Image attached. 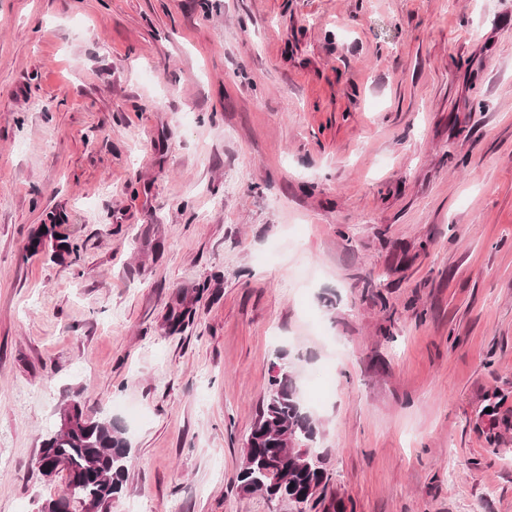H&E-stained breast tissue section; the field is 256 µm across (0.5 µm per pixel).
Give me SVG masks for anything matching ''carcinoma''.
<instances>
[{"instance_id": "obj_1", "label": "carcinoma", "mask_w": 512, "mask_h": 512, "mask_svg": "<svg viewBox=\"0 0 512 512\" xmlns=\"http://www.w3.org/2000/svg\"><path fill=\"white\" fill-rule=\"evenodd\" d=\"M62 412L71 420L58 426L42 441L39 465L50 474L54 460L67 463L72 485L40 512H69L78 499L90 512H107L111 501L124 490L129 443L115 422L86 416L73 399ZM316 427L301 402L293 376L284 367L271 374L247 438L237 482L245 493L260 492L270 499L305 503L326 482V472L309 443Z\"/></svg>"}]
</instances>
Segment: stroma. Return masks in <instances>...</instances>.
Masks as SVG:
<instances>
[{
    "label": "stroma",
    "instance_id": "stroma-1",
    "mask_svg": "<svg viewBox=\"0 0 512 512\" xmlns=\"http://www.w3.org/2000/svg\"><path fill=\"white\" fill-rule=\"evenodd\" d=\"M281 352L303 504L236 480ZM76 397L111 512H512V0H0V512Z\"/></svg>",
    "mask_w": 512,
    "mask_h": 512
}]
</instances>
